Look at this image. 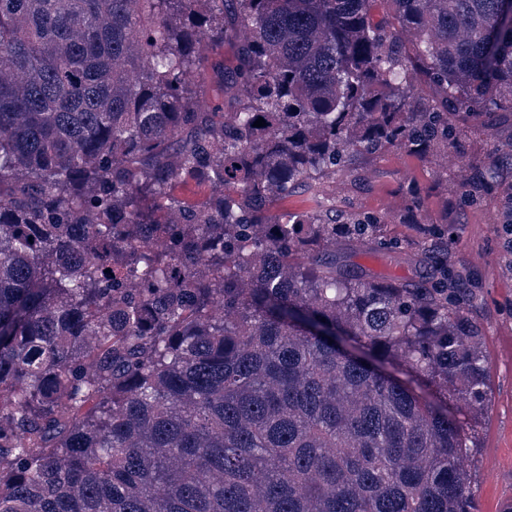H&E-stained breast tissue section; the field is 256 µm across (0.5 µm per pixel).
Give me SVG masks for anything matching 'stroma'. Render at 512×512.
I'll return each instance as SVG.
<instances>
[{
    "instance_id": "1",
    "label": "stroma",
    "mask_w": 512,
    "mask_h": 512,
    "mask_svg": "<svg viewBox=\"0 0 512 512\" xmlns=\"http://www.w3.org/2000/svg\"><path fill=\"white\" fill-rule=\"evenodd\" d=\"M477 168L493 173L494 183L471 204L465 189ZM412 192L423 198L432 223L447 225L451 264L466 268L480 290L477 313L486 327L490 381L478 418L480 441L466 461L478 512H504L512 504V110L469 114L456 152L419 155L391 147L356 157L350 174L326 183L323 204L299 190L276 211L320 208L342 221L378 216L408 240L413 232L403 200Z\"/></svg>"
}]
</instances>
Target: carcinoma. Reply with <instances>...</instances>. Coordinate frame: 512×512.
<instances>
[{"label":"carcinoma","mask_w":512,"mask_h":512,"mask_svg":"<svg viewBox=\"0 0 512 512\" xmlns=\"http://www.w3.org/2000/svg\"><path fill=\"white\" fill-rule=\"evenodd\" d=\"M376 2L0 0V512H473L448 225L379 281L342 255L408 250L377 217L273 213L512 107L506 0Z\"/></svg>","instance_id":"obj_1"}]
</instances>
